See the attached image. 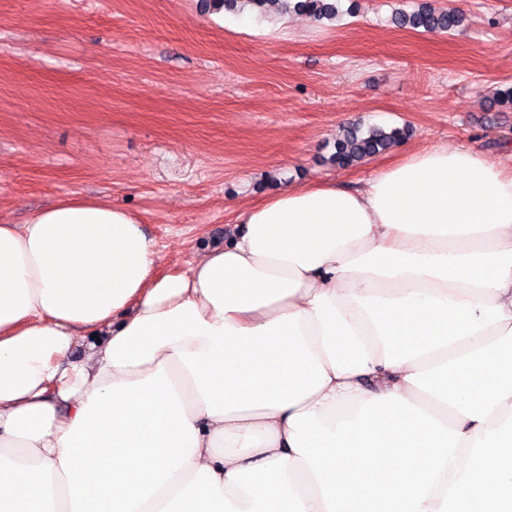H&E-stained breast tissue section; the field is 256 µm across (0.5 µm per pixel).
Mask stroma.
<instances>
[{
  "instance_id": "1",
  "label": "stroma",
  "mask_w": 512,
  "mask_h": 512,
  "mask_svg": "<svg viewBox=\"0 0 512 512\" xmlns=\"http://www.w3.org/2000/svg\"><path fill=\"white\" fill-rule=\"evenodd\" d=\"M421 0H339L261 21L209 0H0V219L66 195L138 215L169 271L223 245L274 188L348 185L435 144L512 164V0L452 3V35L402 28ZM403 128L364 163L344 129ZM293 4V10L306 14L314 19L320 20L336 16L338 0H285Z\"/></svg>"
}]
</instances>
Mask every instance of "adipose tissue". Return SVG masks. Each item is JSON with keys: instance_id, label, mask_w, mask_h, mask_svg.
<instances>
[{"instance_id": "adipose-tissue-1", "label": "adipose tissue", "mask_w": 512, "mask_h": 512, "mask_svg": "<svg viewBox=\"0 0 512 512\" xmlns=\"http://www.w3.org/2000/svg\"><path fill=\"white\" fill-rule=\"evenodd\" d=\"M162 263L75 194L0 224V512H512V165L412 150Z\"/></svg>"}]
</instances>
